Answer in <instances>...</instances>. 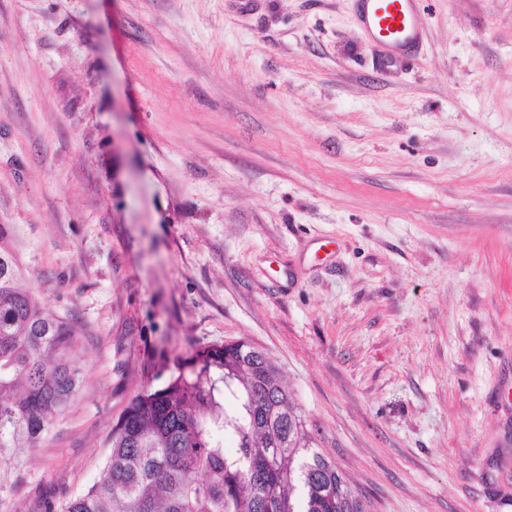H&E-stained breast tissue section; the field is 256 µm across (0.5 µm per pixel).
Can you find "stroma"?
<instances>
[{
  "mask_svg": "<svg viewBox=\"0 0 512 512\" xmlns=\"http://www.w3.org/2000/svg\"><path fill=\"white\" fill-rule=\"evenodd\" d=\"M0 0V224L86 373L64 505L164 358L245 342L367 512H512V0ZM364 32L384 50L380 67L413 54L421 42L417 18L419 0H355Z\"/></svg>",
  "mask_w": 512,
  "mask_h": 512,
  "instance_id": "1",
  "label": "stroma"
}]
</instances>
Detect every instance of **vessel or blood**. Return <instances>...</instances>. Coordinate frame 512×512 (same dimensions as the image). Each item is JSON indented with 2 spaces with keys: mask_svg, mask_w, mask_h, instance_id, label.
Returning a JSON list of instances; mask_svg holds the SVG:
<instances>
[{
  "mask_svg": "<svg viewBox=\"0 0 512 512\" xmlns=\"http://www.w3.org/2000/svg\"><path fill=\"white\" fill-rule=\"evenodd\" d=\"M364 32L383 49L380 66L406 59L421 42L417 0H356Z\"/></svg>",
  "mask_w": 512,
  "mask_h": 512,
  "instance_id": "vessel-or-blood-1",
  "label": "vessel or blood"
}]
</instances>
